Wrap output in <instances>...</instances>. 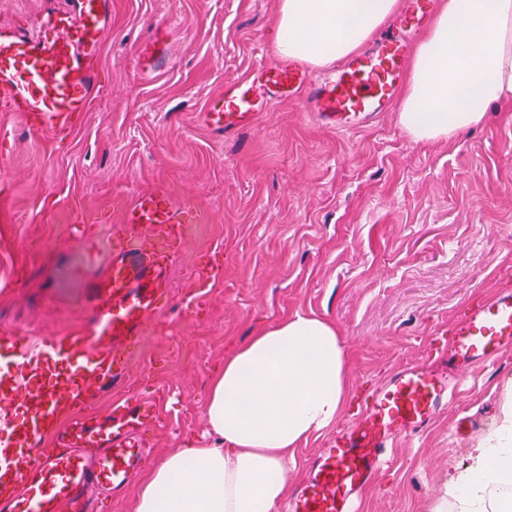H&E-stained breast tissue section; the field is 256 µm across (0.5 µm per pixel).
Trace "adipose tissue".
I'll return each instance as SVG.
<instances>
[{"label": "adipose tissue", "instance_id": "adipose-tissue-1", "mask_svg": "<svg viewBox=\"0 0 512 512\" xmlns=\"http://www.w3.org/2000/svg\"><path fill=\"white\" fill-rule=\"evenodd\" d=\"M398 0H281L275 49L326 66L359 50ZM512 102V0H442L417 48L399 123L416 141L457 138ZM349 397L336 327L295 315L235 347L206 398L208 440L164 455L140 483L134 512H277L288 453L336 422ZM434 512L512 505V383L501 416Z\"/></svg>", "mask_w": 512, "mask_h": 512}]
</instances>
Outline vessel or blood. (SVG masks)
<instances>
[{"label":"vessel or blood","instance_id":"b4317fda","mask_svg":"<svg viewBox=\"0 0 512 512\" xmlns=\"http://www.w3.org/2000/svg\"><path fill=\"white\" fill-rule=\"evenodd\" d=\"M432 0H405L391 28L375 45L350 56L321 82L284 61L261 68L254 79L226 85L204 114L206 126L227 134L253 127L271 100L309 89L306 111L332 129L347 131L385 111L410 62V32L425 27ZM112 23L110 0H75L73 11L52 13L37 35L0 26V112H16L29 129L68 126L88 111L99 89L94 66L103 33ZM166 44L142 52V71H160ZM191 205L163 191L139 195L122 221L138 229L146 259L122 247L98 283L92 321L68 336L33 343L0 333L10 360L0 366V512H99L125 489L156 428L160 408L149 398L115 396L107 412L95 405L101 387L125 380L129 357L147 322L168 307L163 247L179 243ZM512 349V285L467 308L437 347L447 366L405 365L371 395L363 418L321 449L313 477L289 512H354L353 497L388 465L401 434L421 433L458 395L463 369L493 362Z\"/></svg>","mask_w":512,"mask_h":512}]
</instances>
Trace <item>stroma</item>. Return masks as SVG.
Wrapping results in <instances>:
<instances>
[{
    "instance_id": "obj_1",
    "label": "stroma",
    "mask_w": 512,
    "mask_h": 512,
    "mask_svg": "<svg viewBox=\"0 0 512 512\" xmlns=\"http://www.w3.org/2000/svg\"><path fill=\"white\" fill-rule=\"evenodd\" d=\"M69 0H0V25L37 32ZM280 0H112L101 89L72 127L29 132L0 113V330L35 339L87 322L123 237L124 207L166 190L205 215L168 268L176 308L145 325L128 396L161 403L151 458L206 431L215 367L295 314L333 323L351 398L294 451L296 490L319 448L359 421L399 367L434 363L468 305L512 281V105L450 141L416 142L397 108L350 131L287 99L222 137L203 121L226 83L274 65ZM169 24L172 67L142 73L139 49ZM222 266L206 290L201 259ZM467 385L419 437L400 436L358 512H433L500 416L512 351L465 369Z\"/></svg>"
}]
</instances>
